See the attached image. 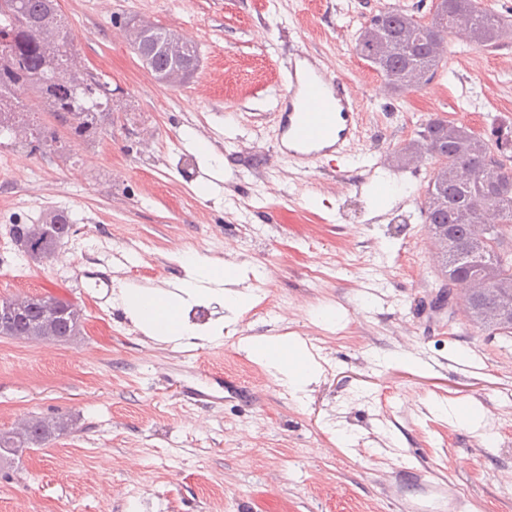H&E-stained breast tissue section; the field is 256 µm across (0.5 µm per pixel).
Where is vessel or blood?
<instances>
[{
    "instance_id": "vessel-or-blood-1",
    "label": "vessel or blood",
    "mask_w": 512,
    "mask_h": 512,
    "mask_svg": "<svg viewBox=\"0 0 512 512\" xmlns=\"http://www.w3.org/2000/svg\"><path fill=\"white\" fill-rule=\"evenodd\" d=\"M275 155L309 171L328 158H345L360 133L356 98L312 53L288 65V89L277 97Z\"/></svg>"
}]
</instances>
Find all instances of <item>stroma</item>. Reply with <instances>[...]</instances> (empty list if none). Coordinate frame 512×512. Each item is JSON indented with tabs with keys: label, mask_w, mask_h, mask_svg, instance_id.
<instances>
[{
	"label": "stroma",
	"mask_w": 512,
	"mask_h": 512,
	"mask_svg": "<svg viewBox=\"0 0 512 512\" xmlns=\"http://www.w3.org/2000/svg\"><path fill=\"white\" fill-rule=\"evenodd\" d=\"M380 2L59 0L113 90L112 125L62 155L0 145V241L51 209L76 226L50 259L0 263V298L53 295L83 315L68 342L0 336V432L70 423L0 463V512H212L211 487L224 512H512V337L431 308L443 257L421 207L434 161L400 160L435 117L512 134V38H453L428 85L397 93L354 49ZM132 21L193 40L190 78L158 83ZM300 49L357 95L361 137L337 169L275 158L276 98ZM194 137L225 160L207 196ZM193 252L269 271L240 282L245 309L194 306L193 321L224 326L204 344L148 336L124 296L72 279L80 264L173 292ZM271 338L312 356L303 391L254 362L250 345ZM469 403L480 423L447 417Z\"/></svg>",
	"instance_id": "1"
}]
</instances>
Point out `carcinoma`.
Returning a JSON list of instances; mask_svg holds the SVG:
<instances>
[{"instance_id":"carcinoma-1","label":"carcinoma","mask_w":512,"mask_h":512,"mask_svg":"<svg viewBox=\"0 0 512 512\" xmlns=\"http://www.w3.org/2000/svg\"><path fill=\"white\" fill-rule=\"evenodd\" d=\"M444 13L423 22L400 8L387 7L375 13L380 38L392 43L389 51L380 54L377 44L368 39L369 29L362 26L355 51L370 62L380 74L394 76L396 91L408 90L406 79L414 70L434 76L442 62L434 50L451 34L449 28L456 17L464 13L468 20L484 35L486 46L493 47L502 39L512 36V23L502 16L480 6L478 0H443ZM8 29L12 42L9 59L0 63V135L11 132L16 125L26 127L31 142L37 148L58 151L69 144L39 123H28L23 116L48 112L70 132L72 139L89 141L103 132L105 120L112 115V96L102 88L104 82L93 74L74 79L65 76L77 56L71 30L63 20L57 0H0V29ZM167 39L156 32L139 45V50L151 56L152 68L162 71L177 67L191 75L195 70L196 47L177 59H171L158 48ZM512 144L498 135L484 140L473 133L471 127L454 119L436 117L420 133V139L410 143L404 158L425 152L436 160L435 173L429 181L423 211L428 224L452 225L458 257L455 274L463 278L480 266L490 273V287L503 282L512 283ZM488 169L501 186L502 200L496 204L495 215L488 220L476 217V224H490L487 236L480 238L470 224L455 223V210L468 203L479 192L476 186H465L440 174L451 173L459 166ZM71 223L65 211L53 213V224L47 236L25 251L31 259L42 260L55 254L64 240L65 230ZM37 311L29 320L20 322L15 336L30 340H44L43 327L47 321L57 324L59 335L55 340H67L80 333L81 316L60 315L59 300L53 296H35ZM493 304L512 308V288L502 292L491 302L483 297L470 300L468 318L481 322L485 307ZM64 421L33 419L9 432L8 440L17 448L40 447L64 433Z\"/></svg>"}]
</instances>
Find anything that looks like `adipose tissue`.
I'll return each instance as SVG.
<instances>
[{
  "label": "adipose tissue",
  "mask_w": 512,
  "mask_h": 512,
  "mask_svg": "<svg viewBox=\"0 0 512 512\" xmlns=\"http://www.w3.org/2000/svg\"><path fill=\"white\" fill-rule=\"evenodd\" d=\"M234 272L233 266L219 267L207 259L193 258L190 261L188 278L182 283L179 295L163 299L137 289L129 299V310L135 320L147 330H154L157 322H164L165 328L161 333L163 339L179 340L196 336L197 328L182 318L183 304L197 299L220 298L228 307L241 309L250 303L249 294L223 289L224 280L232 278ZM254 354L261 362L277 369L290 388L301 389L314 375V368L307 354L288 341L259 342Z\"/></svg>",
  "instance_id": "1"
}]
</instances>
